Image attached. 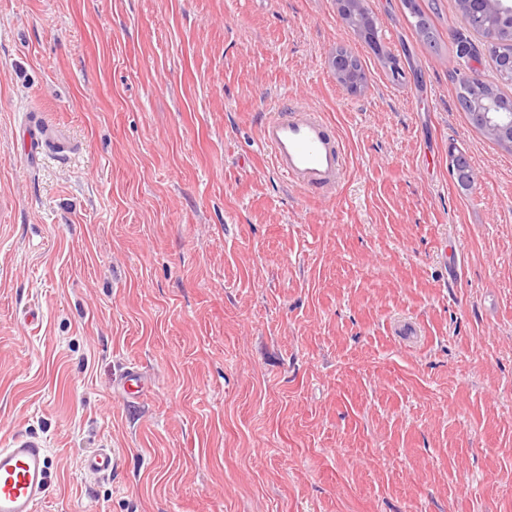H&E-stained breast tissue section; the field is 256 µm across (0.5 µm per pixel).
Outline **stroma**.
Segmentation results:
<instances>
[{"label":"stroma","mask_w":512,"mask_h":512,"mask_svg":"<svg viewBox=\"0 0 512 512\" xmlns=\"http://www.w3.org/2000/svg\"><path fill=\"white\" fill-rule=\"evenodd\" d=\"M419 2L437 47L367 0L378 55L339 0H0V445L45 439L39 512H512V153L459 101L483 37ZM285 97L345 146L330 198L260 145ZM332 67L336 71V79L346 85L350 90H355L362 84V79L355 74L350 67V61L346 54L337 52L332 58ZM115 381L118 392L124 398H134L147 388L146 381L134 365L124 368ZM84 469L98 475L111 474L118 469L116 454L107 448H101L96 453L87 456L83 462Z\"/></svg>","instance_id":"1"}]
</instances>
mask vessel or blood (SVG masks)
<instances>
[{
	"label": "vessel or blood",
	"instance_id": "vessel-or-blood-1",
	"mask_svg": "<svg viewBox=\"0 0 512 512\" xmlns=\"http://www.w3.org/2000/svg\"><path fill=\"white\" fill-rule=\"evenodd\" d=\"M260 143L273 171L299 191L317 197L334 194L347 171V158L337 131L319 110L297 104L279 107L262 122ZM122 397L142 394L147 383L136 366L116 379ZM86 471L106 475L117 470L114 452L102 448L83 462ZM53 462L45 441L18 433L0 446V512H37L50 494Z\"/></svg>",
	"mask_w": 512,
	"mask_h": 512
}]
</instances>
